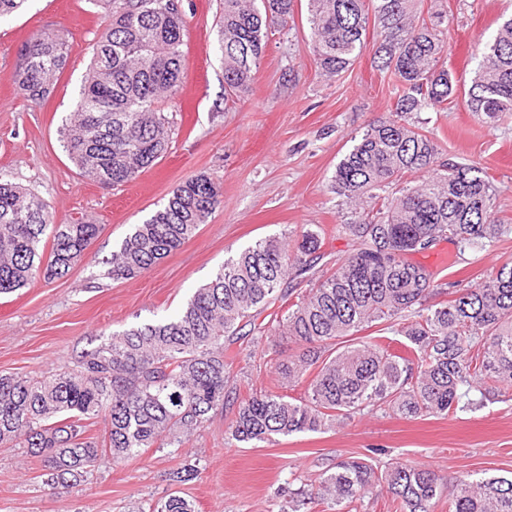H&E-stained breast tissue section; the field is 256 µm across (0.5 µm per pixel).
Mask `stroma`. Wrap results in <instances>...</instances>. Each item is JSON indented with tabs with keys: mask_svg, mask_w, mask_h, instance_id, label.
<instances>
[{
	"mask_svg": "<svg viewBox=\"0 0 512 512\" xmlns=\"http://www.w3.org/2000/svg\"><path fill=\"white\" fill-rule=\"evenodd\" d=\"M448 18L447 62L457 78L456 106L414 113L436 133L447 157L484 167L498 189L496 210L509 226L501 241L466 251L444 281H481L512 261V119L484 123L465 105L476 66L468 48L492 38L512 0H438ZM187 22L185 76L165 104L170 148L131 182L106 188L81 176L63 150L60 132L72 112L105 24L89 0H27L0 19V178L30 188L49 204L53 221L93 218L98 237L63 278L35 279L0 297V374L41 378L94 347L99 335L119 333L180 311L225 258L269 236L303 225L324 231L325 262L348 255L336 231L343 221L330 190L352 139L385 117L392 103L388 74L364 51L349 70L328 79L311 52L306 0H298L287 29H273L246 93L224 91L216 43L219 0H183ZM61 31L69 40L66 68L54 93L36 104L17 94L18 50L34 33ZM223 193L206 224L179 250L132 279L106 277V261L134 229L160 209L172 190L198 175ZM297 347L266 336L234 346L232 369L241 395L283 390L303 396L307 385L280 386L276 362ZM229 420L214 416L180 448H150L121 465L103 461L88 481L62 496L40 480L39 459L0 447V512H130L171 490L173 470L192 465L197 478L180 485L195 512H279L282 490H307L336 460L379 449L381 464L416 463L447 481L512 476V394L453 416L402 418L388 411L355 414L342 426L298 433L273 443L228 440Z\"/></svg>",
	"mask_w": 512,
	"mask_h": 512,
	"instance_id": "35a3bbf8",
	"label": "stroma"
}]
</instances>
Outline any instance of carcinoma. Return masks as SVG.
I'll return each mask as SVG.
<instances>
[{
    "label": "carcinoma",
    "instance_id": "cac0c4a2",
    "mask_svg": "<svg viewBox=\"0 0 512 512\" xmlns=\"http://www.w3.org/2000/svg\"><path fill=\"white\" fill-rule=\"evenodd\" d=\"M107 20L93 44L80 102L62 142L80 173L118 187L154 165L169 148L163 103L183 80L186 20L160 0H90ZM295 0H222L217 50L228 94L246 91L268 41L288 26ZM314 61L334 78L367 49L395 82L389 115L356 138L336 165L330 190L345 223L338 232L353 251L318 265L324 231L303 225L295 236L256 241L224 259L171 319L133 326L80 352L73 366L44 378L0 374V444L40 459L45 485L62 495L104 458L118 464L147 448H178L210 419L232 414L229 437L241 443L318 432L369 408L404 418L477 409L512 388V261L482 281L436 283L439 272L413 259L423 243L466 250L498 241L507 227L492 217L496 188L475 164L441 159L434 133L407 115L453 108L456 80L445 52L439 11L423 0H307ZM478 67L466 105L489 124L512 117V17L473 49ZM68 60V39L42 32L19 51L14 84L34 103L54 92ZM222 203L219 184L199 175L176 187L167 203L138 224L112 252L108 274L134 278L193 237ZM49 258H44L47 228ZM101 225L91 219L52 224L48 203L0 178V294L36 277L62 278L84 255ZM306 283L305 289L292 286ZM381 326L383 335L353 339ZM249 331H244V328ZM286 336L300 346L276 366L280 385L308 379L305 395L261 390L240 397L231 376L230 344L238 336ZM106 421L99 442L87 435ZM400 512H512V478L463 475L448 483L417 464L342 460L316 489L291 492L281 512L325 504L342 512L375 489ZM152 512H194L177 491Z\"/></svg>",
    "mask_w": 512,
    "mask_h": 512
}]
</instances>
